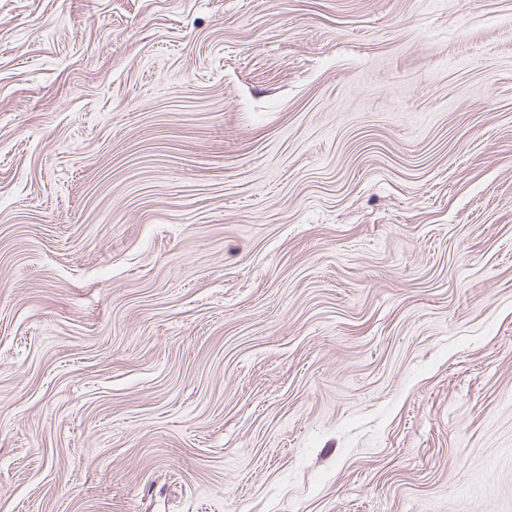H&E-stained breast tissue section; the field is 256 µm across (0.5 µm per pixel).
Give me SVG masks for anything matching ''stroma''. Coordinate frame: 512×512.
<instances>
[{
	"label": "stroma",
	"mask_w": 512,
	"mask_h": 512,
	"mask_svg": "<svg viewBox=\"0 0 512 512\" xmlns=\"http://www.w3.org/2000/svg\"><path fill=\"white\" fill-rule=\"evenodd\" d=\"M0 512H512V0H0Z\"/></svg>",
	"instance_id": "35a3bbf8"
}]
</instances>
